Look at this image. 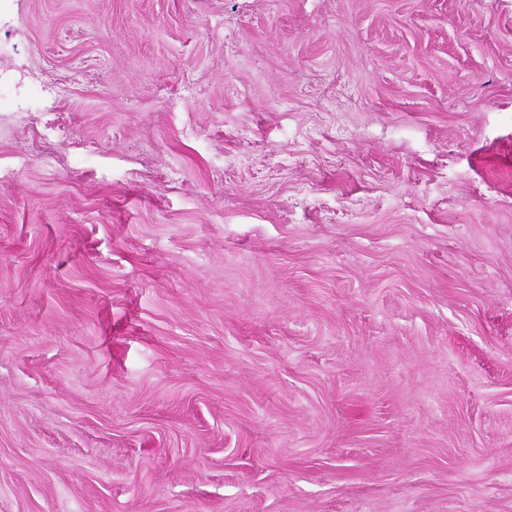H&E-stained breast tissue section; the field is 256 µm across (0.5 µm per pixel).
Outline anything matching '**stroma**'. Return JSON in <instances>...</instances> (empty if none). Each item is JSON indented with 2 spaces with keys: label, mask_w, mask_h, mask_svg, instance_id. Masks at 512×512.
Returning a JSON list of instances; mask_svg holds the SVG:
<instances>
[{
  "label": "stroma",
  "mask_w": 512,
  "mask_h": 512,
  "mask_svg": "<svg viewBox=\"0 0 512 512\" xmlns=\"http://www.w3.org/2000/svg\"><path fill=\"white\" fill-rule=\"evenodd\" d=\"M0 512H512V0H0Z\"/></svg>",
  "instance_id": "1"
}]
</instances>
